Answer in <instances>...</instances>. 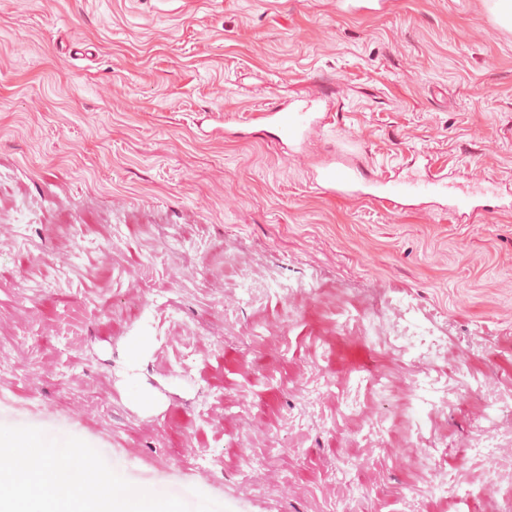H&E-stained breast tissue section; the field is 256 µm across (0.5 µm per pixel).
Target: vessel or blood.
Here are the masks:
<instances>
[{"label":"vessel or blood","mask_w":512,"mask_h":512,"mask_svg":"<svg viewBox=\"0 0 512 512\" xmlns=\"http://www.w3.org/2000/svg\"><path fill=\"white\" fill-rule=\"evenodd\" d=\"M264 118L267 123L278 128L283 138L296 146L302 145L308 133L323 123L310 102L299 105L281 104L266 112ZM316 186L332 196L361 194L377 200L445 196L449 199L450 208L464 215L493 211L496 200L500 198L499 189L495 186L479 191L449 194L447 176L429 172L405 183L380 179L359 172L341 158L317 173Z\"/></svg>","instance_id":"1"}]
</instances>
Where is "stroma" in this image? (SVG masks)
Instances as JSON below:
<instances>
[{
	"label": "stroma",
	"instance_id": "1",
	"mask_svg": "<svg viewBox=\"0 0 512 512\" xmlns=\"http://www.w3.org/2000/svg\"><path fill=\"white\" fill-rule=\"evenodd\" d=\"M494 0H0V425L253 512H512V30ZM338 91L293 157L257 120ZM347 154L502 209L316 190ZM157 358L124 383L129 336ZM448 480L433 490L434 467ZM500 198L499 188L492 185L479 191L452 194L449 196L448 206L462 215L482 214L499 208L494 202ZM486 451H484V450ZM476 467L486 472V488L493 490L496 487V475L498 463L494 458V452L488 448H478L473 457Z\"/></svg>",
	"mask_w": 512,
	"mask_h": 512
}]
</instances>
